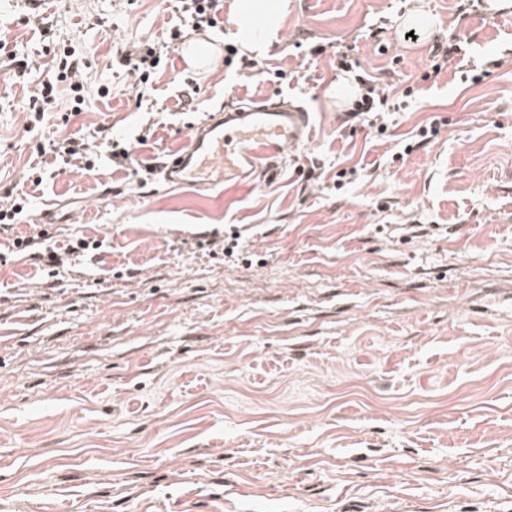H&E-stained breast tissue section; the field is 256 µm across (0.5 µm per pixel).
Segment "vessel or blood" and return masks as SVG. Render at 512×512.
<instances>
[{
    "instance_id": "obj_1",
    "label": "vessel or blood",
    "mask_w": 512,
    "mask_h": 512,
    "mask_svg": "<svg viewBox=\"0 0 512 512\" xmlns=\"http://www.w3.org/2000/svg\"><path fill=\"white\" fill-rule=\"evenodd\" d=\"M311 118L300 106L252 99L208 113L160 174L170 184L213 189L272 171L283 152L309 140Z\"/></svg>"
}]
</instances>
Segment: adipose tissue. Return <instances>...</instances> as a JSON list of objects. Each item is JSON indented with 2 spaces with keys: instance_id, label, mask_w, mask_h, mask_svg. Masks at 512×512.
<instances>
[{
  "instance_id": "obj_1",
  "label": "adipose tissue",
  "mask_w": 512,
  "mask_h": 512,
  "mask_svg": "<svg viewBox=\"0 0 512 512\" xmlns=\"http://www.w3.org/2000/svg\"><path fill=\"white\" fill-rule=\"evenodd\" d=\"M288 0H231L228 22L234 40L252 53H265L278 39Z\"/></svg>"
}]
</instances>
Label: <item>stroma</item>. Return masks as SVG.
I'll return each mask as SVG.
<instances>
[{"label":"stroma","instance_id":"stroma-1","mask_svg":"<svg viewBox=\"0 0 512 512\" xmlns=\"http://www.w3.org/2000/svg\"><path fill=\"white\" fill-rule=\"evenodd\" d=\"M288 3L266 73L225 65L221 24L206 66L174 49L142 86L113 61L163 43L176 0H0V38L28 62L0 80V185L29 200L0 233V512H512V63L478 85L452 65L422 78L454 39L477 60L512 54V9ZM417 5L433 31L396 41ZM343 44L388 95L417 92L387 140L347 117ZM47 45L87 57L89 92L68 125L51 112L30 130ZM270 95L312 118L270 179L135 181L133 164L161 166L229 97ZM435 115L438 136L399 156ZM101 126L133 164L34 150ZM43 228L55 247H102L53 276L11 250Z\"/></svg>","mask_w":512,"mask_h":512}]
</instances>
